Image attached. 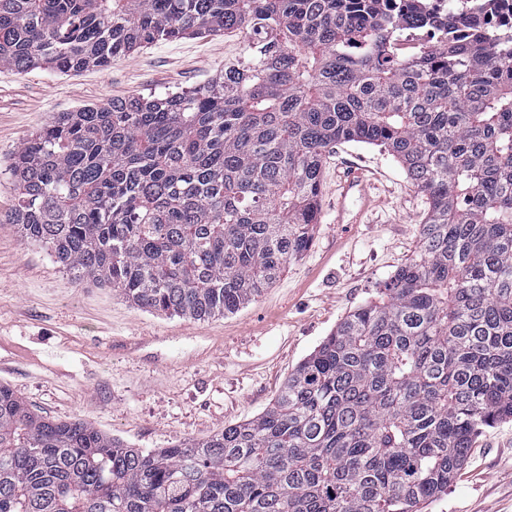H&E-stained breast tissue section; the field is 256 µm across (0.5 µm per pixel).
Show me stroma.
<instances>
[{"label": "stroma", "instance_id": "1", "mask_svg": "<svg viewBox=\"0 0 512 512\" xmlns=\"http://www.w3.org/2000/svg\"><path fill=\"white\" fill-rule=\"evenodd\" d=\"M241 36L160 41L78 74L0 68V211L5 170L57 112L207 82L246 56ZM364 167L379 204L335 221L336 181ZM425 196L387 151L340 142L322 170L311 246L239 311L207 321L141 310L120 293L74 282L46 250L0 223V384L51 420L83 419L134 448L203 438L262 413L291 369L416 251ZM421 512H512V421L486 429L446 494Z\"/></svg>", "mask_w": 512, "mask_h": 512}]
</instances>
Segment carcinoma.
I'll return each mask as SVG.
<instances>
[{"instance_id":"carcinoma-1","label":"carcinoma","mask_w":512,"mask_h":512,"mask_svg":"<svg viewBox=\"0 0 512 512\" xmlns=\"http://www.w3.org/2000/svg\"><path fill=\"white\" fill-rule=\"evenodd\" d=\"M381 0H0V67H105L235 32L207 83L57 112L5 215L78 283L206 321L310 246L327 148L381 146L428 200L420 244L264 412L130 448L0 384V512H421L512 420V45L395 54Z\"/></svg>"}]
</instances>
